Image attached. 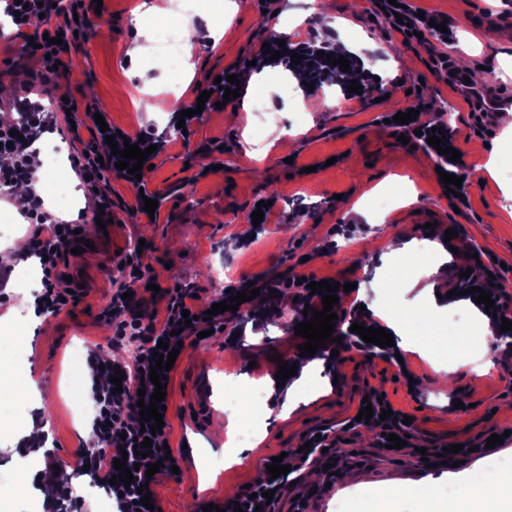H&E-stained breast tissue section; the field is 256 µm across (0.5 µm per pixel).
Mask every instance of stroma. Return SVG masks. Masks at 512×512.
<instances>
[{
    "instance_id": "1",
    "label": "stroma",
    "mask_w": 512,
    "mask_h": 512,
    "mask_svg": "<svg viewBox=\"0 0 512 512\" xmlns=\"http://www.w3.org/2000/svg\"><path fill=\"white\" fill-rule=\"evenodd\" d=\"M144 0H103L99 15L84 40L72 47L69 74L44 83L35 77L39 65L28 53L26 37H0V61L8 60L14 89L0 94V110L18 118L17 103L26 98L44 106L52 120L35 145L38 151L60 149V175L76 197L75 209L84 216L85 240L92 246L67 255L64 275L78 285L79 300L60 314L41 318L34 313L33 290L9 281L11 295L0 314L12 309V322H0V335L11 340L9 371L25 375L41 393L40 399L22 394H0V485L13 483L19 460L38 465L53 463L68 479L47 489L30 481L19 493L0 494V512H52L53 498L70 497L73 512H100L95 498L81 488L90 478L76 472L78 457L91 425V399L74 400L72 367L85 364L96 351L117 360H130L133 345L114 340L111 325L101 314L112 294V276L119 252L145 241L154 283L163 289L182 280L197 289L200 298L214 290L252 276H289L295 273L353 283L343 303L337 304L342 324L391 308L395 313L425 309L426 286L420 272L371 248L372 239L386 241L401 234L419 240H443L454 229V243L471 247L477 259L456 260L457 271L489 264L507 265L496 292L512 307V141L502 137L500 111L473 110L457 80L443 81L427 63L429 52L406 45L392 34L382 18L371 17L368 0H276L265 12L262 0H244L234 22L219 41L206 29L198 31L200 46L188 88H181L160 54L131 60L127 54L137 36L136 19ZM413 7L450 19L457 40L443 44L460 75L483 92L512 94V61L490 65L499 31L512 27V4L502 0H409ZM345 19V36L358 49V58L370 59L384 73L388 94L358 98L334 85L321 84L306 99L321 107L319 118H309L301 105L281 92L257 96L239 86V95L219 108L195 115L189 136L177 131L179 112L167 109L175 89H182V110L193 108L201 87L214 74L238 69L260 73L262 43L281 39L299 44L329 41L334 32L324 17ZM79 106L93 105L108 112L113 125L130 137L152 130L161 145L148 161V191L160 207L155 221L135 213L136 190L121 178L111 181L113 224L100 228L98 207L85 198L71 159L79 145L64 116L60 98ZM426 104L427 118L447 119L463 161L464 190L469 204L455 208L445 195L435 171L436 160L423 149H411L381 124L388 112ZM293 140V162H286L279 144ZM418 201L404 204L408 190ZM272 201L266 223L250 222L253 204ZM294 308L266 313L260 325H228L226 334L198 342L186 340L181 358L170 375L168 439L180 457L178 473H156L152 486L163 512H203L205 504L237 495L257 480L265 460L282 449L297 447L303 433L327 428L337 434L332 473H320L316 482L301 481L284 500L285 512H377L385 490L438 482L447 494L453 479L484 477L512 468V364L503 353L489 354L496 367L442 384L439 368L453 361L456 347L441 357L430 356L421 336L425 325L465 340L477 335L465 308L449 306L431 314L428 323H415L396 337L393 356L340 349L332 363L318 361L317 380H331V388L280 416L281 404L263 394L250 404V387L262 384L278 371L279 362L298 359L302 339L287 326ZM261 339L265 357L251 363L254 339ZM244 376L239 384L241 405L224 404L228 375ZM384 395L397 411L411 416L408 448L394 453L380 448L375 433L363 428L346 431L360 401L369 394ZM463 408H455V401ZM234 418L241 442L218 435L227 418ZM48 421L56 448L53 457L20 440L28 421ZM503 436L500 447L460 455L459 466H427L421 447L469 444ZM241 453L242 463H228Z\"/></svg>"
}]
</instances>
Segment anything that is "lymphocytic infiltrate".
<instances>
[{
	"label": "lymphocytic infiltrate",
	"instance_id": "f902f5d3",
	"mask_svg": "<svg viewBox=\"0 0 512 512\" xmlns=\"http://www.w3.org/2000/svg\"><path fill=\"white\" fill-rule=\"evenodd\" d=\"M407 0H398L397 5H390L388 0H371L374 14L382 15L391 32L406 35L408 30L421 32L423 37H433L439 41L448 40V33L438 30L441 16L433 20L419 18L415 9L406 5ZM8 12L14 13V24L17 28L31 25L33 20H41V31L47 34L49 41L37 51L42 58L40 77L43 81H51L58 75L67 73L63 58L68 46L75 42L77 34L86 33L90 18L89 6L80 0H67L66 5L54 6L53 0H24L23 4H15L9 0ZM62 37L60 46H53L52 38ZM46 118L43 113L30 111L24 125L10 129L9 125L0 124V157L6 158V165L0 166V187H12L26 180L30 161L27 155L11 147L9 141L12 134L31 138L33 129L45 128ZM117 156L111 153H77L73 157V167L80 178L86 193L92 194L102 204L104 211H111L112 198L109 194V181L116 170ZM26 216L30 223L35 224L32 250L40 258L42 270V290L34 299L37 314L47 316L59 314L65 307L64 299L68 292L62 285L59 271L62 255L68 254L77 239L79 227L75 221H59L45 211L44 202L38 192H30L25 205ZM124 287H117L108 304L103 318L114 327L118 340L133 344L137 349L134 363L116 364L115 360L91 353L87 364L93 378L92 400L95 413L92 418L94 440L83 448L82 461L88 464L90 475L107 484L114 497L118 512H147L144 505L138 504L137 485L146 481L144 471L133 474L135 485L125 488L124 484L112 483L115 475L113 460L118 450L129 453V463H137L134 456V436L140 435L142 420L139 415L137 401L140 394H153V383H142V371L149 368L153 352L158 342H165L169 348H176L178 340L197 336L206 330H218L227 323L228 313L221 312L211 315L213 304L227 300V292L213 293L209 301L198 302L195 291L188 286L180 289L164 290L149 304H140L137 297H125ZM190 313L193 321L190 326H181L183 313ZM125 372L121 391H114L111 382L115 372ZM312 448L307 454L297 453L296 449H288L287 457L291 465L290 473L281 475L274 480L265 479L250 485L242 491L237 500L244 506L243 512H282L281 502L294 475L300 474L306 466L323 464L325 449L334 447L335 438L328 430H320L319 434H308ZM272 491V499H265V491Z\"/></svg>",
	"mask_w": 512,
	"mask_h": 512
}]
</instances>
